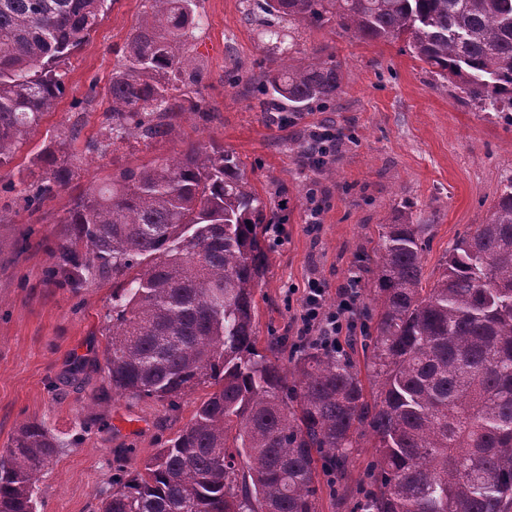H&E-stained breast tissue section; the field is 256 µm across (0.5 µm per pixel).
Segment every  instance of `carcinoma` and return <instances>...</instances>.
<instances>
[{"label": "carcinoma", "mask_w": 512, "mask_h": 512, "mask_svg": "<svg viewBox=\"0 0 512 512\" xmlns=\"http://www.w3.org/2000/svg\"><path fill=\"white\" fill-rule=\"evenodd\" d=\"M108 0H0V166L53 111L71 54ZM104 100L103 152L130 138H166L193 103L204 64L194 55L196 0H142ZM272 39L282 23H332L362 40H408L429 72L480 109L512 111V0H246ZM278 67L259 82L264 112L324 109L342 65L298 43H273ZM300 157L318 173L327 162ZM47 177L22 189L38 208L73 179L47 148ZM53 250V278L72 288L112 277L106 367L112 390L178 407L213 391L142 466L111 482L100 512H316L319 455L342 479L360 437L377 451L361 512H512V181L489 218L424 276L430 224H384L369 261L376 335L364 336L369 399L353 358L310 347L279 364L282 342L255 348V288L279 223L222 147L126 168L73 198ZM43 421L0 450V512H38L40 482L61 453Z\"/></svg>", "instance_id": "obj_1"}]
</instances>
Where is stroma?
<instances>
[{"instance_id": "35a3bbf8", "label": "stroma", "mask_w": 512, "mask_h": 512, "mask_svg": "<svg viewBox=\"0 0 512 512\" xmlns=\"http://www.w3.org/2000/svg\"><path fill=\"white\" fill-rule=\"evenodd\" d=\"M141 11V0H112L70 57L66 92L56 109L13 160L0 166V448L33 420L46 422L64 443L42 478L39 512H97V492L118 468L140 467L191 421L208 392L207 386L197 387L173 410L112 391L105 364L111 278L93 277L69 288L46 274L49 249L66 231L60 219L72 192L59 191L31 210L16 189L43 176L45 148L76 155L74 182L82 187L193 144L232 153L253 189L286 219L255 290L262 351L275 337L289 346L295 341L289 289L319 277L329 290L328 302H335L356 256L376 246L380 225L429 224L424 271L437 274L448 248L489 218L512 178V121L461 103L450 83L426 72L403 37L364 41L335 24L300 29L303 49L335 55L341 63L343 88L328 110L304 113L288 126L271 122L255 93L224 81L233 62L243 77L254 79L277 65L260 26L246 21L243 0H197L204 19L196 51L207 71L206 113L186 110L170 135L151 145L131 142L97 152L91 143L103 131L105 106L85 96L90 83L108 86ZM74 124L82 130L71 143L65 132ZM325 125L346 134L330 177L290 150L297 137ZM312 186L323 197L314 230L307 210ZM376 461L375 449H355L340 496L328 471H320L316 512H353Z\"/></svg>"}]
</instances>
